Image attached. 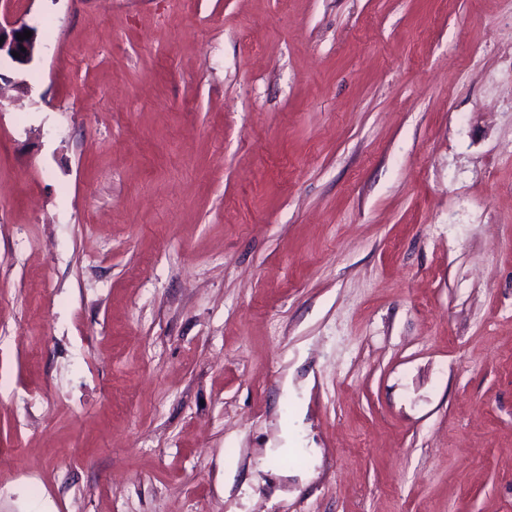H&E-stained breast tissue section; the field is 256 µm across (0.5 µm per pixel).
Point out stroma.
Returning <instances> with one entry per match:
<instances>
[{"label": "stroma", "mask_w": 512, "mask_h": 512, "mask_svg": "<svg viewBox=\"0 0 512 512\" xmlns=\"http://www.w3.org/2000/svg\"><path fill=\"white\" fill-rule=\"evenodd\" d=\"M0 512H512V0H0ZM24 31H31V37L18 40L17 33L23 35ZM0 40V62L4 56L18 66H27L41 51L38 29L26 21L4 20V24L0 21ZM21 48H25V52ZM12 52L19 53V57H14Z\"/></svg>", "instance_id": "obj_1"}]
</instances>
